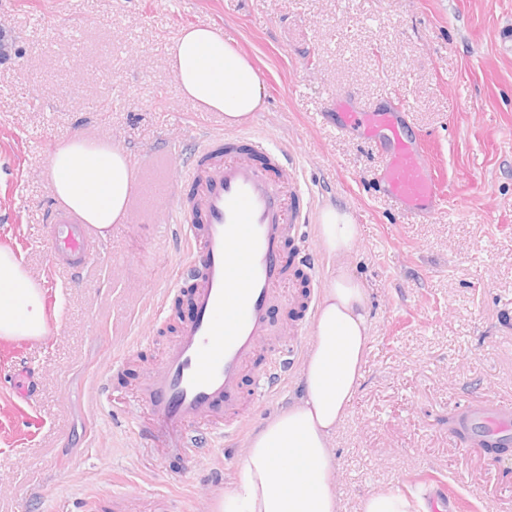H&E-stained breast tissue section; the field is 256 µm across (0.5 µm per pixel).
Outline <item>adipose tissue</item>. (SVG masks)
Here are the masks:
<instances>
[{"instance_id": "obj_1", "label": "adipose tissue", "mask_w": 512, "mask_h": 512, "mask_svg": "<svg viewBox=\"0 0 512 512\" xmlns=\"http://www.w3.org/2000/svg\"><path fill=\"white\" fill-rule=\"evenodd\" d=\"M179 94L227 127L246 123L263 105V85L249 58L209 23L182 28L167 55ZM55 198L101 238L126 213L134 176L126 150L73 138L49 158ZM320 246L336 260L325 282L311 344L300 368L301 392L252 437L216 512H339L331 442L348 416L371 338L367 291L349 271L358 229L345 209L328 205L317 226ZM47 332L40 282L21 259L0 247V338L37 339ZM292 462L294 481L282 463Z\"/></svg>"}]
</instances>
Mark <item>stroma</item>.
Masks as SVG:
<instances>
[{
	"label": "stroma",
	"mask_w": 512,
	"mask_h": 512,
	"mask_svg": "<svg viewBox=\"0 0 512 512\" xmlns=\"http://www.w3.org/2000/svg\"><path fill=\"white\" fill-rule=\"evenodd\" d=\"M210 23L256 65L251 120L283 145L316 207L359 226L351 271L372 321L363 379L333 439L341 512L381 487L443 478L459 512H512V457L466 448L468 405L512 401V0H0V246L41 281L50 340H0V512H213L246 440L162 453L133 429L137 390L173 341L162 290L180 263L156 204L166 163L224 118L177 90L166 48ZM406 104L445 190L427 217L380 188L384 154L339 114ZM125 148L143 175L136 223L113 225L81 267L45 234L56 146ZM311 330L284 384L247 405L253 434L298 391ZM111 366L110 401L97 397ZM31 373L21 399L11 379Z\"/></svg>",
	"instance_id": "1"
}]
</instances>
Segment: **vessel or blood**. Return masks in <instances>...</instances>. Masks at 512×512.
Listing matches in <instances>:
<instances>
[{
	"label": "vessel or blood",
	"instance_id": "b4317fda",
	"mask_svg": "<svg viewBox=\"0 0 512 512\" xmlns=\"http://www.w3.org/2000/svg\"><path fill=\"white\" fill-rule=\"evenodd\" d=\"M341 125L363 128L386 147L383 189L403 212L425 216L437 209L440 182L399 113L350 111ZM176 186L169 211L186 240L178 273L193 282L194 312L138 392L150 417L147 432L166 447L187 450L198 444L191 426L205 421L238 440L245 384L260 398L284 379V359L252 377L247 370L279 337L272 311L290 279L285 247L301 237L313 204L300 192L287 151L252 129L221 138L199 133ZM46 235L64 264L83 265L93 253L90 225L63 204H56ZM460 423L512 441V402L468 407ZM424 501L427 512L455 508L439 480L425 483Z\"/></svg>",
	"mask_w": 512,
	"mask_h": 512
}]
</instances>
